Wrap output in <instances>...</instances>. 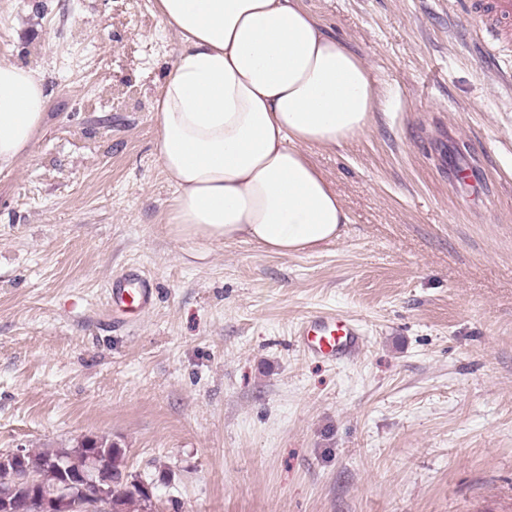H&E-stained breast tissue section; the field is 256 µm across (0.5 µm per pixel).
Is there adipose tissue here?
Here are the masks:
<instances>
[{
    "label": "adipose tissue",
    "mask_w": 512,
    "mask_h": 512,
    "mask_svg": "<svg viewBox=\"0 0 512 512\" xmlns=\"http://www.w3.org/2000/svg\"><path fill=\"white\" fill-rule=\"evenodd\" d=\"M180 44L152 105L155 154L185 239L245 240L288 256L340 237L349 216L311 161L367 127L379 91L303 0H155ZM42 74L0 61V172L43 122Z\"/></svg>",
    "instance_id": "obj_1"
}]
</instances>
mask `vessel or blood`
<instances>
[{
  "mask_svg": "<svg viewBox=\"0 0 512 512\" xmlns=\"http://www.w3.org/2000/svg\"><path fill=\"white\" fill-rule=\"evenodd\" d=\"M464 8L492 37L512 38V0H465ZM108 293L112 311L123 315H140L152 304V286L135 270L113 275ZM297 336L309 355L328 361L352 358L364 344L360 324L333 312L307 318Z\"/></svg>",
  "mask_w": 512,
  "mask_h": 512,
  "instance_id": "1",
  "label": "vessel or blood"
}]
</instances>
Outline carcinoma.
<instances>
[{"instance_id":"obj_1","label":"carcinoma","mask_w":512,"mask_h":512,"mask_svg":"<svg viewBox=\"0 0 512 512\" xmlns=\"http://www.w3.org/2000/svg\"><path fill=\"white\" fill-rule=\"evenodd\" d=\"M105 467L112 470V509L102 506L92 511L84 508L88 499L82 477H92ZM24 470L38 482L41 497L57 505L64 481L71 480L69 512H152L153 501L140 487L142 480L127 472L125 453L105 437L81 440L71 448H31L25 451ZM0 487L26 495L24 483L17 480L13 467L0 466Z\"/></svg>"}]
</instances>
